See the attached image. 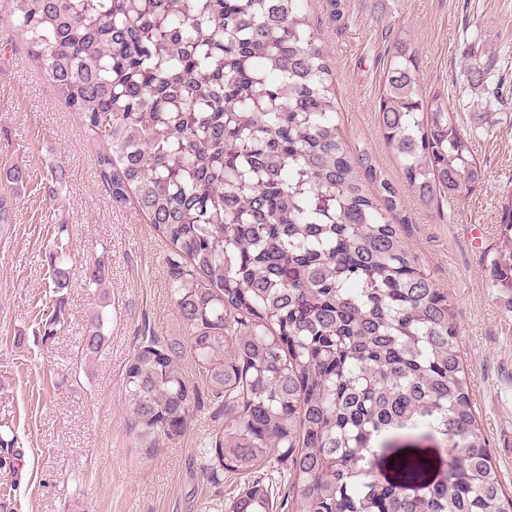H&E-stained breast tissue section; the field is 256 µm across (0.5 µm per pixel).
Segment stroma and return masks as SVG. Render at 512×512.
Masks as SVG:
<instances>
[{"instance_id":"1","label":"stroma","mask_w":512,"mask_h":512,"mask_svg":"<svg viewBox=\"0 0 512 512\" xmlns=\"http://www.w3.org/2000/svg\"><path fill=\"white\" fill-rule=\"evenodd\" d=\"M331 70L337 122L402 205L407 250L447 295L492 459L512 494V312L481 273L512 193V0H305ZM405 36L424 92L440 93L470 136L485 182L425 205L405 182L376 111L393 44ZM495 75L482 77L487 63ZM499 92L501 101L479 108ZM97 142L60 103L25 38L0 16V512H225L242 476L206 473L221 422L209 406L175 440L143 438L123 378L147 338L184 342L169 250L136 203L100 184ZM66 232H58V225ZM67 288L50 278L55 237ZM104 257L106 279L88 263ZM64 324L47 337L55 308ZM105 344L81 353L95 313Z\"/></svg>"}]
</instances>
